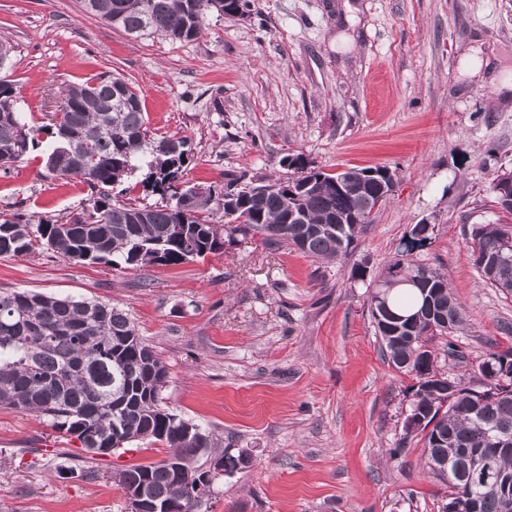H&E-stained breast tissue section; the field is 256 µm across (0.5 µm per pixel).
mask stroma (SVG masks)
<instances>
[{
  "mask_svg": "<svg viewBox=\"0 0 512 512\" xmlns=\"http://www.w3.org/2000/svg\"><path fill=\"white\" fill-rule=\"evenodd\" d=\"M244 15L210 13L202 35L172 43L112 28L83 0H0L1 74L33 126L61 88L102 72L138 88L156 134L189 137L190 184L283 175L303 155L323 172L385 167L390 195L347 255L321 261L228 236L177 266L115 269L50 250L0 257V292L27 289L112 303L162 358V405L211 430L197 464L210 482L197 512H442L448 487L404 436L412 376L383 353L366 282L413 225L433 226L417 263L446 274L467 312L437 367L469 383L486 341L512 348V297L473 266L466 231L501 224L491 180L512 170V0H250ZM476 55V74L462 71ZM25 157L0 175V212L82 210L87 184L40 177ZM81 444L35 415L0 407V512H131L128 466L164 458L160 442L72 469ZM247 468L211 470L222 455Z\"/></svg>",
  "mask_w": 512,
  "mask_h": 512,
  "instance_id": "obj_1",
  "label": "stroma"
}]
</instances>
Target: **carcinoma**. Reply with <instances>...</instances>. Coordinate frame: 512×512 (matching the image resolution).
<instances>
[{
  "label": "carcinoma",
  "instance_id": "cac0c4a2",
  "mask_svg": "<svg viewBox=\"0 0 512 512\" xmlns=\"http://www.w3.org/2000/svg\"><path fill=\"white\" fill-rule=\"evenodd\" d=\"M248 3L84 0L89 13L128 35L172 43L198 38L207 14L236 15ZM60 96L59 110L46 113L48 123L35 131L18 107L13 83L0 78V172L37 151L49 176L79 179L98 194V220L83 223L84 209L54 221L36 220L19 208L1 212L0 257L46 248L87 265H179L221 249L227 233L260 235L329 261L347 254L373 221L371 202L383 187L369 168L329 174L293 155L288 177H240L216 194L186 186L194 158L188 137L151 133L141 96L126 79L103 72L66 86ZM139 167L146 169L143 192L159 201L113 200L109 190ZM489 191L495 206L512 214V171L496 176ZM226 197L236 198L237 207L228 225L215 221ZM426 229L413 225L397 258L375 279L384 287L386 309L375 330L389 363L416 380L410 412L425 419V465L434 473L439 460H447L458 472L466 454L489 447L486 431L512 432V380L486 372L484 360L477 368L484 376L479 388L438 372L433 341L462 329L467 314L447 277L412 259L431 240ZM469 238L477 267L485 254L512 242V224L475 223ZM482 279L512 296V252ZM167 376L166 364L127 314L110 303L24 289L0 294V405L48 419L94 455L137 440L164 443L165 458L123 470L121 485L133 505L144 486L159 506L195 512V462L214 441L210 432L161 406ZM450 380L457 390L448 391ZM490 465L495 477L512 480V454L492 455ZM495 484L477 483L481 512H503Z\"/></svg>",
  "mask_w": 512,
  "mask_h": 512
}]
</instances>
